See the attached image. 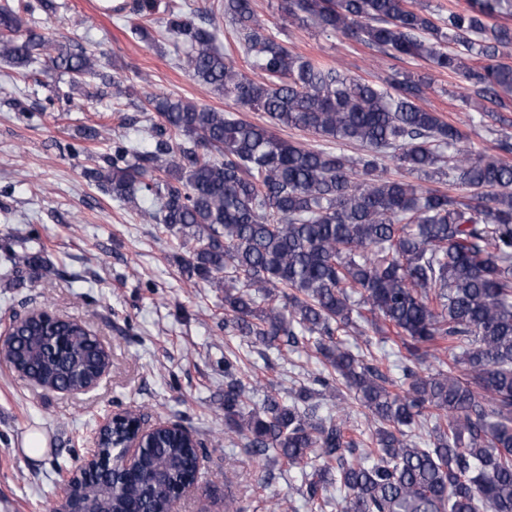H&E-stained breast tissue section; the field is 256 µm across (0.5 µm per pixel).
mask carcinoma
Here are the masks:
<instances>
[{
  "instance_id": "cac0c4a2",
  "label": "carcinoma",
  "mask_w": 512,
  "mask_h": 512,
  "mask_svg": "<svg viewBox=\"0 0 512 512\" xmlns=\"http://www.w3.org/2000/svg\"><path fill=\"white\" fill-rule=\"evenodd\" d=\"M159 6L130 3L132 34L152 44L162 28L198 82L267 120L144 91L148 125L135 133L154 148L115 140L85 176L116 201L151 199V218L174 239L187 279L224 293L225 331L267 351L303 346L321 364L288 399L271 385L253 404L239 359L224 356V433L301 470V494L319 512H512V163L471 157L461 130L421 105L425 81L395 75L380 86L298 55L252 0H220V10L256 78L216 47L214 28L194 12ZM508 8L468 0L435 19L417 0H281L290 23L463 76L492 104L489 117L512 107V66L498 60L512 45V28L498 22ZM29 11L0 3L1 61L24 71L45 56L76 79L100 76L95 54L37 31ZM277 128L306 130L325 145L288 141ZM344 143L366 153L353 160L333 151ZM390 164L419 182L386 176ZM457 186L465 193L449 192ZM32 241L10 240L4 260L13 273L42 267ZM362 323L399 338L409 361L401 379L337 339ZM438 348L451 362L423 371ZM109 360L77 321L39 315L14 334L11 362L48 388L83 386ZM327 393L366 411L372 448L356 452L365 441L343 411L318 414ZM133 419L102 433L105 455L119 451ZM424 426L425 435L414 433ZM199 446L159 429L139 470L160 471L163 481L100 469L73 493L93 512H169Z\"/></svg>"
}]
</instances>
